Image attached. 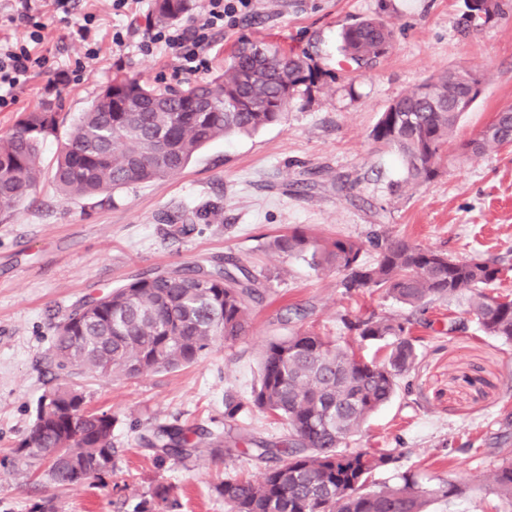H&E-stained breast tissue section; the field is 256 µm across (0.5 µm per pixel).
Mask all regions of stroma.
I'll use <instances>...</instances> for the list:
<instances>
[{
    "instance_id": "1",
    "label": "stroma",
    "mask_w": 512,
    "mask_h": 512,
    "mask_svg": "<svg viewBox=\"0 0 512 512\" xmlns=\"http://www.w3.org/2000/svg\"><path fill=\"white\" fill-rule=\"evenodd\" d=\"M502 17L467 25L466 0H256L236 27L216 32L200 76L224 68L242 40L277 43L308 57L323 80L290 101L281 123L203 147L180 171L112 192L62 200L51 180L17 212L0 214V512H31L53 498L56 512H137L160 483L173 486L181 512H226L214 486L224 477L254 476L264 462L244 455L221 462L209 454L158 463L138 444L154 424L224 427V400L248 398L258 382L262 345L313 325L339 341L351 334L345 313L410 318L420 352L386 406L351 442L387 450L395 463L375 485L404 472L421 483L465 487L455 500L432 501L430 512H512L491 488L492 472L512 459V347L483 335L465 303L437 301L415 313L382 291L343 295L341 276L274 252L270 241L296 226L321 241L358 239L373 263L377 239L401 238L461 259L474 254L512 266V145L481 156L441 150L431 181L405 182L395 152L370 133L398 97L448 69L483 73L482 92L458 124L469 139L512 103V0ZM152 0L118 12L112 0H37L45 56L0 110V135L45 99L60 97L63 122L43 143L50 168L80 112L114 75L133 74L159 89H183L197 77L180 69L169 49L144 55L138 43L155 25ZM93 15L95 55L76 30ZM380 16L395 32L389 54L356 73L336 52L342 27ZM126 35L115 45V31ZM210 205L208 223L174 234L170 217ZM232 257L257 276L264 301L249 335L216 340L196 362L134 379L101 377L51 361L55 324L71 309L150 269ZM67 383L92 411L115 418L114 469L107 487L58 490L43 469L12 467L10 450L27 434L39 397Z\"/></svg>"
}]
</instances>
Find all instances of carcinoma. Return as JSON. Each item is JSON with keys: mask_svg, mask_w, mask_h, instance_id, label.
Instances as JSON below:
<instances>
[{"mask_svg": "<svg viewBox=\"0 0 512 512\" xmlns=\"http://www.w3.org/2000/svg\"><path fill=\"white\" fill-rule=\"evenodd\" d=\"M193 2L154 0V16L177 22ZM502 14L501 0H482L470 19L479 26ZM393 40V29L382 18H366L341 30L337 52L360 70L386 55ZM483 79L473 69L450 70L381 113L372 139L399 154L407 180L424 183L437 176L440 151L453 140L462 116L456 104L470 84ZM318 81L306 57L264 42L241 44L221 73L186 89L161 91L116 75L72 124L53 180L68 200L166 177L211 141L281 122L288 101ZM58 108L47 102L26 112L11 133L0 136V214L15 212L36 193L40 147L56 133ZM507 145H512L511 103L458 148L481 155ZM208 218L204 209L170 223L184 232ZM271 249L343 274L340 285L348 296L376 288L415 311L436 299L463 298L483 333L512 345V296L494 292L509 268L497 261L478 255L456 259L395 238L385 240L376 262L367 265L361 260L363 243L321 242L301 227L275 237ZM262 300L252 271L230 258L142 273L65 314L54 326V360L60 368H88L105 378L176 369L195 362L217 338L246 335L253 306ZM342 323L361 341L381 344L384 358L366 360L348 344L299 329L264 345L259 381L247 400L225 399L226 421L250 410L268 413L286 425L284 439L157 424L140 435V444L160 462L189 460L205 450L213 458L231 459L250 450L272 463L258 479L236 475L214 486L229 512H428L433 498L465 493L452 482L424 487L413 473L372 488L373 474L393 463V455L349 451L348 443L390 401L420 355L407 337L406 320L345 314ZM113 427L112 414L87 410L82 393L60 384L40 397L28 435L13 448L14 459L44 465L57 488L103 483L114 467ZM491 484L512 500V460L493 471ZM179 507L169 485L156 486L140 504L141 512Z\"/></svg>", "mask_w": 512, "mask_h": 512, "instance_id": "1", "label": "carcinoma"}]
</instances>
